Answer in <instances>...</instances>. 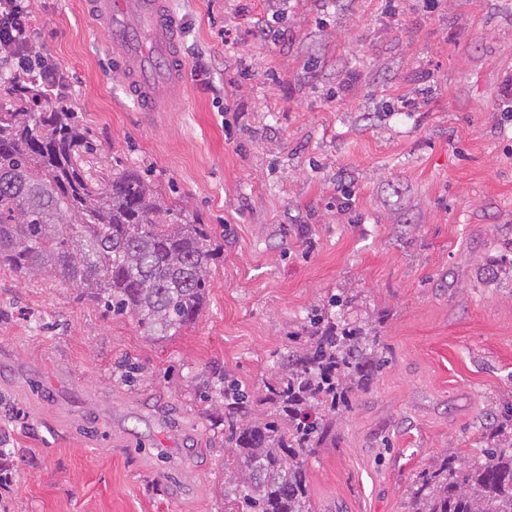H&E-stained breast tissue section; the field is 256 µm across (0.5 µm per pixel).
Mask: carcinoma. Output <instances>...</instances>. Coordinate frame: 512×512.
I'll return each mask as SVG.
<instances>
[{
  "label": "carcinoma",
  "instance_id": "obj_1",
  "mask_svg": "<svg viewBox=\"0 0 512 512\" xmlns=\"http://www.w3.org/2000/svg\"><path fill=\"white\" fill-rule=\"evenodd\" d=\"M0 98V270L60 276L148 336L193 323L211 288L207 231L168 207L133 170L106 183L85 169L96 145L72 113L37 112L26 92ZM279 355L262 398L224 396V512H316L302 455L336 441V415L387 364L355 321L314 310ZM276 403L282 415L251 419ZM409 512H512V436L466 460L420 471Z\"/></svg>",
  "mask_w": 512,
  "mask_h": 512
}]
</instances>
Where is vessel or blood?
Returning a JSON list of instances; mask_svg holds the SVG:
<instances>
[{
  "label": "vessel or blood",
  "instance_id": "b4317fda",
  "mask_svg": "<svg viewBox=\"0 0 512 512\" xmlns=\"http://www.w3.org/2000/svg\"><path fill=\"white\" fill-rule=\"evenodd\" d=\"M84 10L94 28L107 30L112 71L141 111H156L159 96L186 82L177 20L167 0H84ZM141 26L148 33L146 49L137 36Z\"/></svg>",
  "mask_w": 512,
  "mask_h": 512
}]
</instances>
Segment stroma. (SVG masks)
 <instances>
[{
	"label": "stroma",
	"mask_w": 512,
	"mask_h": 512,
	"mask_svg": "<svg viewBox=\"0 0 512 512\" xmlns=\"http://www.w3.org/2000/svg\"><path fill=\"white\" fill-rule=\"evenodd\" d=\"M82 0H24L29 57L95 141L209 232L210 294L144 335L61 277L0 271L10 512H224V404L265 395L340 294L389 361L306 455L318 512H408L415 475L512 402V0H168L187 83L143 116Z\"/></svg>",
	"instance_id": "stroma-1"
}]
</instances>
